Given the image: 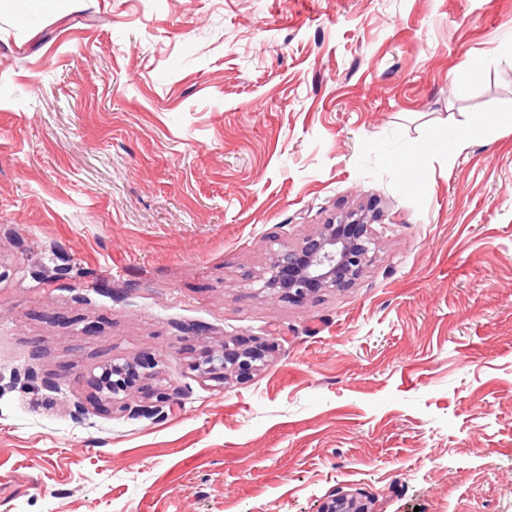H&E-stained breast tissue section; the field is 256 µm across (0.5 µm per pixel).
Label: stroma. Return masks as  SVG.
<instances>
[{"label": "stroma", "mask_w": 512, "mask_h": 512, "mask_svg": "<svg viewBox=\"0 0 512 512\" xmlns=\"http://www.w3.org/2000/svg\"><path fill=\"white\" fill-rule=\"evenodd\" d=\"M0 90V512H512V0H0ZM371 207L351 287L253 288ZM148 352L173 409L97 406ZM271 347L250 338H239L232 344L210 349L196 360L192 367L205 377L224 382L227 372L235 371L246 377L264 361ZM157 363L155 355L147 353L137 360L107 364L99 376L92 377L91 386L100 400L104 398L113 403L121 394L126 397L133 392H141L153 375L148 370L156 367Z\"/></svg>", "instance_id": "stroma-1"}]
</instances>
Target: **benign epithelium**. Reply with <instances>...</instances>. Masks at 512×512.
Here are the masks:
<instances>
[{
    "instance_id": "obj_1",
    "label": "benign epithelium",
    "mask_w": 512,
    "mask_h": 512,
    "mask_svg": "<svg viewBox=\"0 0 512 512\" xmlns=\"http://www.w3.org/2000/svg\"><path fill=\"white\" fill-rule=\"evenodd\" d=\"M376 214L349 215L321 225L318 232L302 239L294 248L273 254L257 277L259 291L272 300L301 303L321 292L352 285L362 274L374 249L370 233ZM270 346L250 338H239L208 350L193 368L205 377L222 382L229 371L246 377L264 361ZM158 363L155 355L123 363L107 364L91 386L99 398L114 401L144 389Z\"/></svg>"
}]
</instances>
